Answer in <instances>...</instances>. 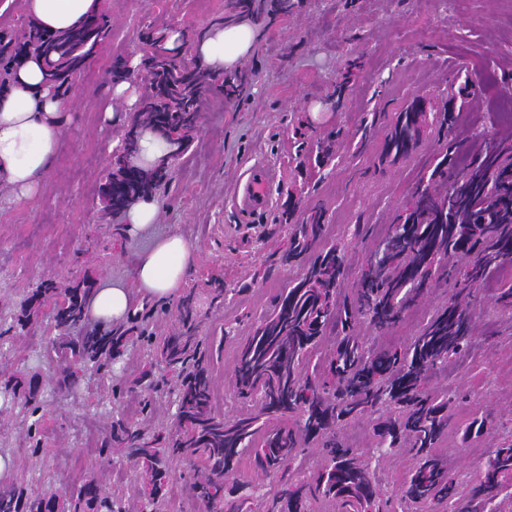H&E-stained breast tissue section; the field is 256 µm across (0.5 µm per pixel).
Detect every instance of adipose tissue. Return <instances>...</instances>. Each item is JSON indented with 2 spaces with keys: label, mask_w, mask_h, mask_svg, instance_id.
Masks as SVG:
<instances>
[{
  "label": "adipose tissue",
  "mask_w": 512,
  "mask_h": 512,
  "mask_svg": "<svg viewBox=\"0 0 512 512\" xmlns=\"http://www.w3.org/2000/svg\"><path fill=\"white\" fill-rule=\"evenodd\" d=\"M96 0H23L27 20L49 31H61L94 12ZM256 42L247 20L206 28L192 44L195 58L210 71L226 76L250 57ZM67 115L61 96L50 91L36 57H28L0 90V186L14 199L34 196L58 156L66 135ZM196 261V250L177 231L156 236L138 255L129 281H107L88 301L91 317L120 326L145 303L175 298Z\"/></svg>",
  "instance_id": "1"
}]
</instances>
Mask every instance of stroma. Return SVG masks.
I'll return each mask as SVG.
<instances>
[{"label": "stroma", "mask_w": 512, "mask_h": 512, "mask_svg": "<svg viewBox=\"0 0 512 512\" xmlns=\"http://www.w3.org/2000/svg\"><path fill=\"white\" fill-rule=\"evenodd\" d=\"M238 0H104L112 34L66 102V140L40 193L0 202V318L15 313L23 296L45 282L68 287L124 280L136 257L154 236L178 230L199 252L182 293L192 294L216 390L213 403L227 416L245 406L232 391L239 348L260 323L298 270L276 264L292 210L290 185L303 186V208L322 207L330 241L348 256L342 293L358 279L371 241L384 236L397 208L434 164L440 145L452 142L460 158L477 144L474 130L512 129V0H290L284 15L256 23V49L239 73L242 91L209 96L173 179L157 200L161 218L153 231L129 235L123 219L104 209L101 189L112 155L132 112L110 101L101 83L114 59L131 58L151 29L189 25L204 30L235 14ZM475 82V99L447 130L433 131L407 159L386 158V136L414 98L442 103L450 84L465 76ZM321 114H314V106ZM112 114H105V107ZM336 138L335 160L323 168L299 167L301 142L316 146ZM273 167L278 178L270 208L243 217L233 200L248 167ZM364 225L366 239L354 236ZM229 293L213 298L215 282ZM512 286V265L493 271L468 311L475 327L468 353L433 373L430 389L452 397V432L438 451L459 476L469 475L492 442L459 445L456 426L491 415L498 434L512 437V314L496 303ZM450 294L433 283L404 320L386 334L361 328L366 347L409 344L422 324ZM178 300L151 302L134 326L153 333L152 343L128 345L108 378L87 375L76 387L57 389L49 358L54 321L41 316L28 333L0 337V377L39 380L51 398L32 416L0 411V454L13 461L12 479L33 493H70L95 480L102 495L120 492L123 512L139 505L147 475L124 458H103L114 421L125 420L145 433L176 432V392L154 385L142 371L161 363L164 337L178 329ZM190 463L169 460L154 512H208L193 492Z\"/></svg>", "instance_id": "stroma-1"}]
</instances>
